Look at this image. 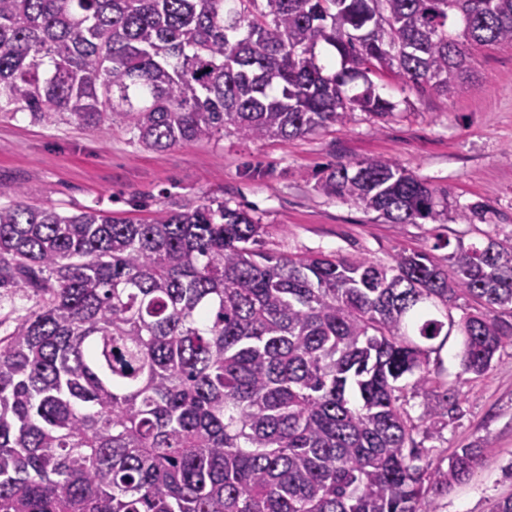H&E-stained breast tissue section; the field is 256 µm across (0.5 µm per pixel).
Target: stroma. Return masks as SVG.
<instances>
[{
  "instance_id": "obj_1",
  "label": "stroma",
  "mask_w": 512,
  "mask_h": 512,
  "mask_svg": "<svg viewBox=\"0 0 512 512\" xmlns=\"http://www.w3.org/2000/svg\"><path fill=\"white\" fill-rule=\"evenodd\" d=\"M471 76L438 95L409 88L389 71L372 76L396 105L382 120L354 111L344 124L284 141L248 140L233 127L212 139L156 151L139 144L121 118L103 129L0 116V181L22 185L31 203L74 214L91 207L116 217L152 220L160 210L225 201L258 218L264 249L283 256L365 257L389 263L422 249L439 261L459 246L512 236V47L475 48ZM383 156L448 193L447 220L391 224L376 212L319 192L332 164ZM487 206L466 224L458 211ZM458 389L456 408L438 434L423 439L427 460L447 462L459 448L481 447V466L437 500L438 512H492L512 495V344L482 375L466 372L461 339L429 357Z\"/></svg>"
}]
</instances>
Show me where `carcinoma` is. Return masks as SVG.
I'll return each instance as SVG.
<instances>
[{"mask_svg": "<svg viewBox=\"0 0 512 512\" xmlns=\"http://www.w3.org/2000/svg\"><path fill=\"white\" fill-rule=\"evenodd\" d=\"M262 2L0 0V112L117 115L157 151L226 125L288 141L392 115L371 73L446 94L469 47L512 46V0ZM317 190L391 224L448 214L446 192L385 157L339 162ZM26 195L0 183V288L37 297L0 337V512H436L480 465L481 448L426 461L414 434L458 396L429 368L434 342L460 333L477 376L512 344V236L446 265L283 258L218 200L141 223ZM460 299L478 312L455 320Z\"/></svg>", "mask_w": 512, "mask_h": 512, "instance_id": "1", "label": "carcinoma"}]
</instances>
